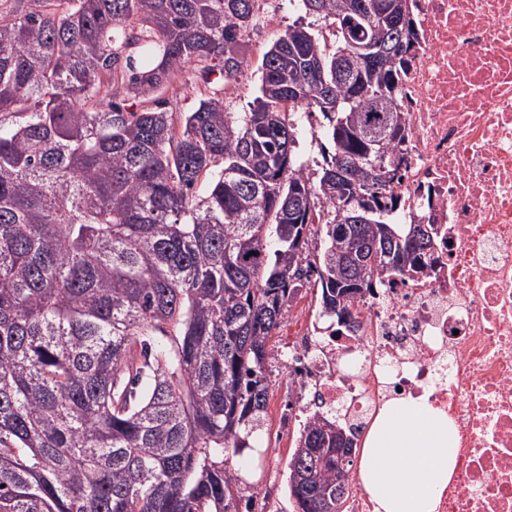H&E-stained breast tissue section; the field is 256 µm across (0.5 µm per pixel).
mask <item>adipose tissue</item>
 <instances>
[{"label": "adipose tissue", "mask_w": 512, "mask_h": 512, "mask_svg": "<svg viewBox=\"0 0 512 512\" xmlns=\"http://www.w3.org/2000/svg\"><path fill=\"white\" fill-rule=\"evenodd\" d=\"M455 465L447 414L424 398L397 399L374 429L360 475L380 512H436Z\"/></svg>", "instance_id": "1"}]
</instances>
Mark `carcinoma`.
<instances>
[{"instance_id":"obj_1","label":"carcinoma","mask_w":512,"mask_h":512,"mask_svg":"<svg viewBox=\"0 0 512 512\" xmlns=\"http://www.w3.org/2000/svg\"><path fill=\"white\" fill-rule=\"evenodd\" d=\"M255 2L0 3V512H241L230 463L265 422L300 275L339 324L434 248L430 225L390 221L406 0H298L335 43L288 27L249 112L203 99L177 127L103 106L194 63L238 78ZM313 108L314 179L295 153ZM353 444L339 414L299 429L293 512H341Z\"/></svg>"}]
</instances>
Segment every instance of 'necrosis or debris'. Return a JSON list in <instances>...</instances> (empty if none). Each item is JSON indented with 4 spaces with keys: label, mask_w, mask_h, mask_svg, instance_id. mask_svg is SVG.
Returning <instances> with one entry per match:
<instances>
[{
    "label": "necrosis or debris",
    "mask_w": 512,
    "mask_h": 512,
    "mask_svg": "<svg viewBox=\"0 0 512 512\" xmlns=\"http://www.w3.org/2000/svg\"><path fill=\"white\" fill-rule=\"evenodd\" d=\"M409 8L396 214L438 241L423 273L366 293L338 330L291 308L276 435L340 407L361 449L390 399L424 395L457 437L437 512H512V0Z\"/></svg>",
    "instance_id": "1"
}]
</instances>
